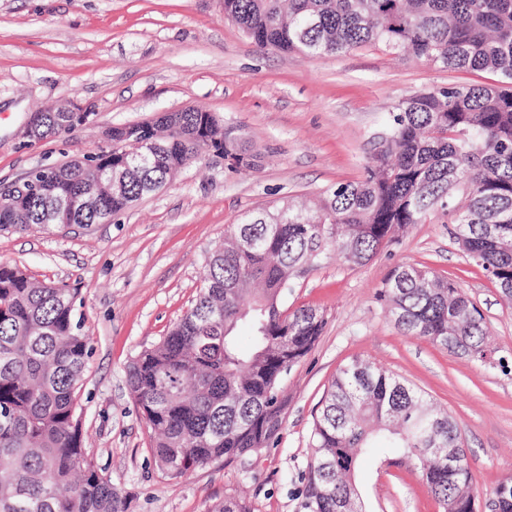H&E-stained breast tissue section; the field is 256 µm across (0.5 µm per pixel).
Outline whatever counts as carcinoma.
Here are the masks:
<instances>
[{"instance_id": "cac0c4a2", "label": "carcinoma", "mask_w": 512, "mask_h": 512, "mask_svg": "<svg viewBox=\"0 0 512 512\" xmlns=\"http://www.w3.org/2000/svg\"><path fill=\"white\" fill-rule=\"evenodd\" d=\"M224 16L261 49L323 57L367 44L433 64L489 72L495 85L417 93L390 113L362 179L338 183L314 209L288 201L233 224L205 259L192 307L129 365L128 383L171 476L254 455L275 443L278 389L315 346L324 315L281 302L303 267L336 250L371 260L435 207L454 216V238L512 299V0H224ZM81 126L41 113L40 140ZM224 150L229 169L256 167L244 130L208 112H168L124 145L39 170L0 210V231L50 226L56 199L85 194L78 225L103 224L190 161ZM407 336L474 363L487 358L484 316L457 284L425 266L395 267L380 291ZM73 288L0 263V512H126L125 498L83 448L78 397L91 353ZM250 326L240 344L239 324ZM414 459L442 512H479L456 423L420 390L354 358L336 372L311 432L299 512H337L353 501L358 458L373 448ZM439 448H457L453 464ZM490 512H512L495 487Z\"/></svg>"}]
</instances>
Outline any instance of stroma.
I'll use <instances>...</instances> for the list:
<instances>
[{"instance_id":"1","label":"stroma","mask_w":512,"mask_h":512,"mask_svg":"<svg viewBox=\"0 0 512 512\" xmlns=\"http://www.w3.org/2000/svg\"><path fill=\"white\" fill-rule=\"evenodd\" d=\"M491 80L378 44L328 57L262 50L225 18L224 0H0V189L38 165L95 151L108 126L192 106L242 127L259 155L252 171H231L212 156L190 162L108 224L0 232V262L78 291L77 315L92 347L83 446L125 497L127 512H209L228 496L242 497L251 512H298L313 421L337 370L356 356L448 410L478 500L512 480V303L465 256L441 210L400 231L364 265L331 252L296 277L285 307L316 308L326 326L282 380V429L258 456L168 476L153 459L151 432L127 382L130 362L194 303L205 258L227 225L283 198L314 202L360 179L405 98ZM57 105L89 118L73 134L29 143L30 114ZM402 263L463 289L506 369L400 332L378 292ZM355 481L365 512H439L412 461L362 456Z\"/></svg>"}]
</instances>
